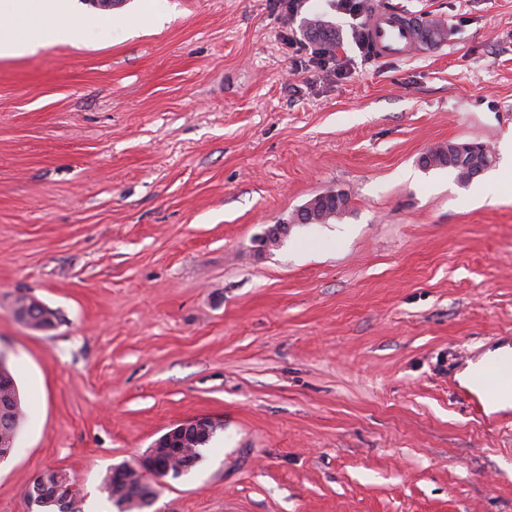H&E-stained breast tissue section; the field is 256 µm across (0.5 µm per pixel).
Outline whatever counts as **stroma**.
<instances>
[{
  "label": "stroma",
  "mask_w": 512,
  "mask_h": 512,
  "mask_svg": "<svg viewBox=\"0 0 512 512\" xmlns=\"http://www.w3.org/2000/svg\"><path fill=\"white\" fill-rule=\"evenodd\" d=\"M165 12L159 30L139 10ZM441 42L367 58L334 0H123L0 59V353L24 412L0 512L80 508L173 425L223 427L151 512H512V410L456 375L512 337V0H383ZM341 37L309 63L304 19ZM491 146L469 185L426 149ZM326 224L293 213L326 192ZM290 222L278 247L253 239ZM57 320L32 331L18 296ZM340 197L336 203L333 199L316 198V204L311 214L307 213V221L309 224H324L330 220L341 216L348 206V198L342 193H337ZM336 214V216H334Z\"/></svg>",
  "instance_id": "obj_1"
}]
</instances>
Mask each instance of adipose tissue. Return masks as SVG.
<instances>
[{
    "mask_svg": "<svg viewBox=\"0 0 512 512\" xmlns=\"http://www.w3.org/2000/svg\"><path fill=\"white\" fill-rule=\"evenodd\" d=\"M116 23L80 12L75 0H0V58L32 55L59 39L83 43Z\"/></svg>",
    "mask_w": 512,
    "mask_h": 512,
    "instance_id": "ef3b65f1",
    "label": "adipose tissue"
}]
</instances>
